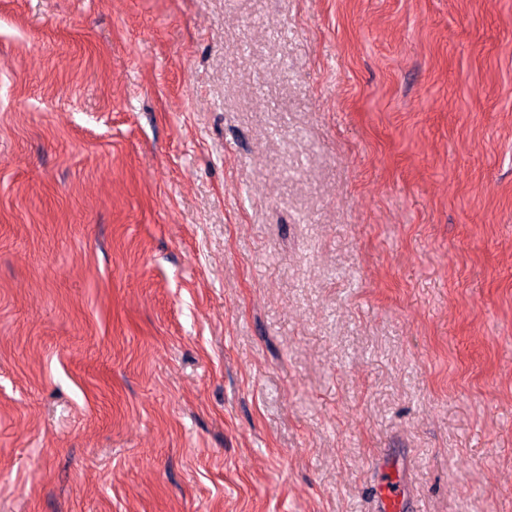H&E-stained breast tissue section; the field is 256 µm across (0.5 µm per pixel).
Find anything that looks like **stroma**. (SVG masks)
<instances>
[{
	"label": "stroma",
	"instance_id": "obj_1",
	"mask_svg": "<svg viewBox=\"0 0 512 512\" xmlns=\"http://www.w3.org/2000/svg\"><path fill=\"white\" fill-rule=\"evenodd\" d=\"M512 512V0H0V512ZM376 512H420L417 502L408 498L396 477L390 476L379 488ZM411 510V511H404Z\"/></svg>",
	"mask_w": 512,
	"mask_h": 512
}]
</instances>
